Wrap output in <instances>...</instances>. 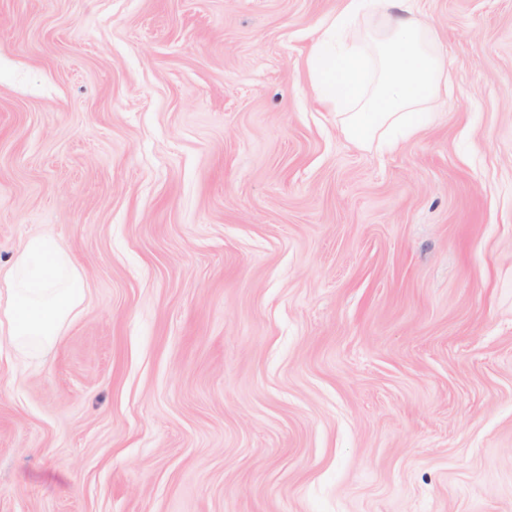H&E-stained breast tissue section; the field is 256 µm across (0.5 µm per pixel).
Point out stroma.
I'll list each match as a JSON object with an SVG mask.
<instances>
[{
    "label": "stroma",
    "instance_id": "35a3bbf8",
    "mask_svg": "<svg viewBox=\"0 0 512 512\" xmlns=\"http://www.w3.org/2000/svg\"><path fill=\"white\" fill-rule=\"evenodd\" d=\"M340 0H0V268L86 300L0 338V512H512V0H425L435 121L342 134ZM85 298L69 251L52 237L30 236L0 290V335L19 356L37 357L56 343Z\"/></svg>",
    "mask_w": 512,
    "mask_h": 512
}]
</instances>
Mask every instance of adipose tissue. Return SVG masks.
I'll list each match as a JSON object with an SVG mask.
<instances>
[{
  "label": "adipose tissue",
  "mask_w": 512,
  "mask_h": 512,
  "mask_svg": "<svg viewBox=\"0 0 512 512\" xmlns=\"http://www.w3.org/2000/svg\"><path fill=\"white\" fill-rule=\"evenodd\" d=\"M422 0H341L318 20L306 68L343 133L360 146L429 121L431 102L448 88V65ZM86 298L82 275L57 240L34 235L0 285V335L17 354L50 349Z\"/></svg>",
  "instance_id": "obj_1"
}]
</instances>
